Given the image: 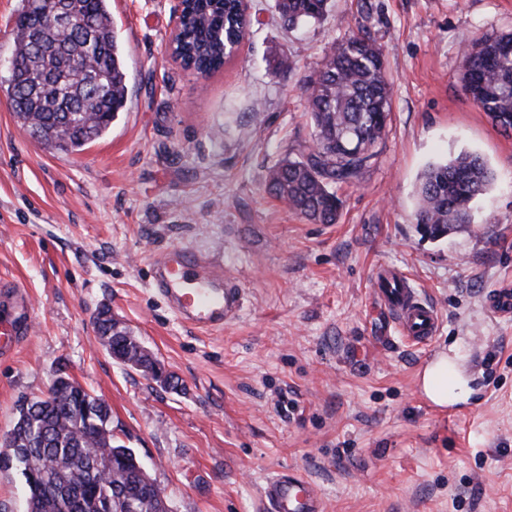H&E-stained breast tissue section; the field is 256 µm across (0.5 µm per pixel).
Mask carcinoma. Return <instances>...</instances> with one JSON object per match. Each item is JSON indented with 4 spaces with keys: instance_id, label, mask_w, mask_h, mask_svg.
<instances>
[{
    "instance_id": "cac0c4a2",
    "label": "carcinoma",
    "mask_w": 512,
    "mask_h": 512,
    "mask_svg": "<svg viewBox=\"0 0 512 512\" xmlns=\"http://www.w3.org/2000/svg\"><path fill=\"white\" fill-rule=\"evenodd\" d=\"M13 29L14 63L7 95L14 117L47 148L84 150L110 130L126 104L127 72L108 0H66L84 26L51 25L58 0H21ZM328 0H276L284 25L322 18ZM251 15L244 0H184L172 54L182 67L206 76L223 67L232 45L245 38ZM512 32L463 45L462 89L493 122L512 129ZM312 145L299 159L269 172V191L314 224H334L343 201L334 186L352 184L386 136L392 96L383 51L361 30L334 43L304 83ZM495 180L483 159L461 153L427 166L416 186V223L441 239L472 222L471 203ZM100 337L130 366L159 361L112 316L94 317ZM110 407L56 370L49 389L17 405L16 420L0 437V472L18 469L27 512H130L116 492L122 480L138 512H165L163 488L144 479L134 451L112 433Z\"/></svg>"
}]
</instances>
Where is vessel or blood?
I'll use <instances>...</instances> for the list:
<instances>
[{
	"instance_id": "vessel-or-blood-1",
	"label": "vessel or blood",
	"mask_w": 512,
	"mask_h": 512,
	"mask_svg": "<svg viewBox=\"0 0 512 512\" xmlns=\"http://www.w3.org/2000/svg\"><path fill=\"white\" fill-rule=\"evenodd\" d=\"M152 285L183 323L199 330L223 327L242 307V290L225 276L219 260L208 252L174 249L152 259ZM371 288L381 309L387 311L408 342L426 345L439 328L437 308L422 300L406 276L378 266ZM490 309L497 315H512V285L491 290ZM21 329L16 317L0 314V351L14 349V336ZM272 512H325L324 502L313 485L293 472L270 479L263 488Z\"/></svg>"
}]
</instances>
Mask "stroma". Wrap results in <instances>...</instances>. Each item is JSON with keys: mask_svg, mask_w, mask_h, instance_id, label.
<instances>
[{"mask_svg": "<svg viewBox=\"0 0 512 512\" xmlns=\"http://www.w3.org/2000/svg\"><path fill=\"white\" fill-rule=\"evenodd\" d=\"M180 0H110L127 68L123 112L83 151L44 149L16 122L0 69V289L26 290L30 335L0 358V433L59 364L112 409L114 436L164 488L170 512H268L267 479L307 478L326 512H512V319L484 298L512 278V137L461 87L463 42L512 30V0H329L291 31L275 0L202 78L171 56ZM380 44L388 134L334 224L273 197L270 168L312 141L303 82L358 30ZM282 59L292 68L279 67ZM467 151L496 181L440 240L415 223L425 167ZM216 254L243 290L236 320L203 332L151 286L171 247ZM389 264L439 311L429 346L387 335L370 288ZM107 306L179 382L113 359ZM452 358L467 399L433 404L422 373Z\"/></svg>", "mask_w": 512, "mask_h": 512, "instance_id": "1", "label": "stroma"}]
</instances>
